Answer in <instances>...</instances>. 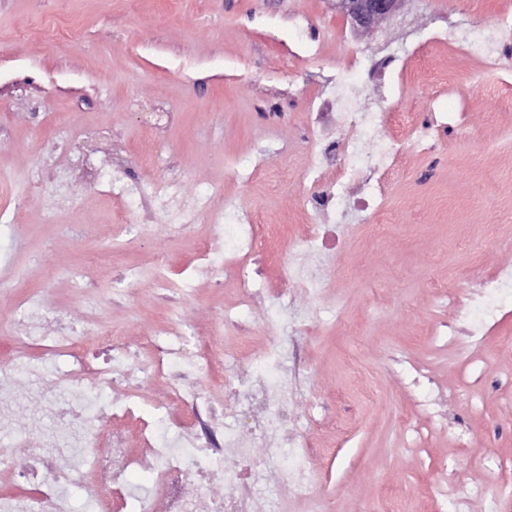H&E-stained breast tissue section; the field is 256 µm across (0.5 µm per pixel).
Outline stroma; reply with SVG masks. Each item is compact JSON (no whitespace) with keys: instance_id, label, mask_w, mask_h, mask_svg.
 <instances>
[{"instance_id":"35a3bbf8","label":"stroma","mask_w":512,"mask_h":512,"mask_svg":"<svg viewBox=\"0 0 512 512\" xmlns=\"http://www.w3.org/2000/svg\"><path fill=\"white\" fill-rule=\"evenodd\" d=\"M512 13V0H412L374 46L410 58L397 84L395 128L431 134L428 153L407 151L386 203L395 217L373 235L366 213L336 211L343 253L323 263L325 286L289 294L285 309L250 310L251 332L225 321L232 283H203L167 298L157 280H179L210 222L146 225L141 211L97 184L111 164L126 182H180L217 207L235 206L277 225L250 266L277 286L309 225L311 188L302 172L315 150L306 125L312 101L341 74L372 106L352 60L369 49L325 0H0V225H15L12 261L0 273V364L12 358L11 311L49 293L77 331L90 296L113 342L132 346L166 324L243 352L262 366L267 321L282 323L284 354L305 353L291 393L299 438L313 446L310 482L284 478L290 448L258 449L255 492L265 512H491L512 497V297L506 315L469 358L445 345L468 273L512 265V63L487 68L451 40L423 33L472 28ZM465 113V127H439L438 110ZM266 152L251 182L238 165ZM71 195L57 204L53 187ZM140 224L139 238L122 232ZM134 279L114 286L125 269ZM425 367L441 426L415 407L393 361Z\"/></svg>"}]
</instances>
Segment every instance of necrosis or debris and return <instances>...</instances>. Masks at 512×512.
Segmentation results:
<instances>
[{
  "label": "necrosis or debris",
  "mask_w": 512,
  "mask_h": 512,
  "mask_svg": "<svg viewBox=\"0 0 512 512\" xmlns=\"http://www.w3.org/2000/svg\"><path fill=\"white\" fill-rule=\"evenodd\" d=\"M310 133L323 126L344 127L347 137L331 143H318L304 170L312 183L327 188L314 197L313 207L322 215L331 214L347 184L360 182L365 194L358 201L373 227L390 221L384 204L383 185L404 153V142L393 136L382 139L374 160L363 164L347 161L360 137L387 127L388 109L378 112H331L322 104L312 106ZM102 184L112 187L137 206L157 210L161 223L171 226L194 223L198 211L208 204L207 197L187 195L177 182L164 183L158 193L138 184L112 178L99 171ZM277 227L258 223L246 211L215 210L211 213L210 233L196 264L176 283L161 281L162 289L183 293L201 280L224 275L237 280L240 300L225 310L226 320L237 321L240 310L251 309L259 300L282 301V291L267 288L247 271L261 237H274ZM468 303L448 328V344L460 355H468L497 326L504 312V296L512 290V267L503 266L489 275L469 274L461 279ZM90 328L79 337L68 319L51 300L28 298L15 308L11 364L0 365V422L18 432L26 431L31 417L20 403L17 388L21 381L41 379L43 389L59 393L53 413L67 432L49 454L17 450L24 467L15 471V482L32 487L29 495L0 498V512H69L73 492L84 493L94 512H142L143 498H158L162 512H259L253 481L247 472L253 450L262 446H295L299 458L293 468L297 481H308L302 464L310 453V443L298 442L289 427L287 388H274L262 375L226 377L223 402L200 400L198 379L204 369L203 342H190L180 325L174 324L144 334L142 346L151 360L144 365L121 364L111 357L93 361L84 354L87 341L109 345L106 331L93 317V303H86ZM41 346L48 353L69 363L68 370L44 376L27 362L31 347ZM160 384L166 396L156 402L155 415L164 419L171 404L188 410L187 421L176 437L161 439L154 423L141 428L140 454L126 445L121 418L133 414L138 403L132 391L142 381ZM136 470L152 473L146 492L134 490L129 475ZM223 494H215V487Z\"/></svg>",
  "instance_id": "necrosis-or-debris-1"
}]
</instances>
